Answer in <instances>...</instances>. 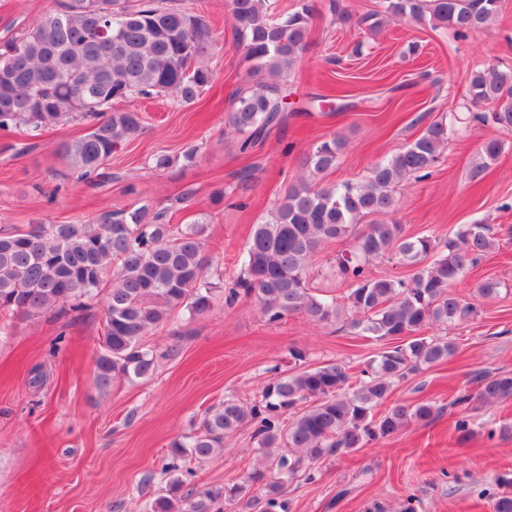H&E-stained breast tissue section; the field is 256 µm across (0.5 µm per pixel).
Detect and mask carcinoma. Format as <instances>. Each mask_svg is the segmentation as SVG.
<instances>
[{"instance_id": "carcinoma-1", "label": "carcinoma", "mask_w": 512, "mask_h": 512, "mask_svg": "<svg viewBox=\"0 0 512 512\" xmlns=\"http://www.w3.org/2000/svg\"><path fill=\"white\" fill-rule=\"evenodd\" d=\"M314 0H297L294 10L275 12L271 0H226L236 46L258 77L240 93L227 117L229 128L248 134L241 150L285 120L281 81L302 60ZM384 11L359 20L372 31L388 16L407 17L455 37L477 35L496 18L500 0H384ZM216 44L201 14L175 0H57L53 10L0 40V129L29 135L62 122L92 125L60 152L80 180L101 178L103 165L141 130L138 113L117 107L130 98L168 97L194 103L214 80L206 60ZM494 105L472 115L476 121L512 131V67L490 65L472 73L467 105ZM453 128L430 124L413 142L373 163L363 180L320 186L316 179L336 168L344 142L334 135L303 160L309 178L288 186L268 215L254 225L238 260L232 286L223 289L224 307L254 299L267 323L302 314L319 324L340 323L351 336L384 347L351 381L339 363L273 377L260 399L229 396L209 407L192 432L170 443L169 476L151 512H290L286 487L295 478L313 479L324 458L348 454L389 437L411 422H428L437 408L428 401L388 403L394 384L457 352L448 330L478 313L477 304L452 291L498 244L491 224H465L437 250L430 235L407 236L403 226L382 220L396 206V189L428 174L448 145ZM194 147L182 159L192 162ZM502 152L499 140L480 149L470 171L480 180ZM180 157L160 151L151 168L164 171ZM376 217L362 232L357 224ZM206 225L183 227L148 205L104 211L90 224H29L0 232V312L31 318L59 307L77 312L88 301L103 302V332L95 368L96 384L154 375L156 358L180 354L185 336L174 334L160 356L145 339L175 315L210 311L216 284L209 281ZM345 240L332 268L349 283L337 299L311 286L312 258L323 246ZM386 259L411 268L406 278L373 277L368 266ZM501 280L489 277L476 288L495 298ZM491 404L512 398V375L485 374L475 395ZM253 428L262 453L245 482L228 488H185L191 462H204L224 448V439Z\"/></svg>"}]
</instances>
